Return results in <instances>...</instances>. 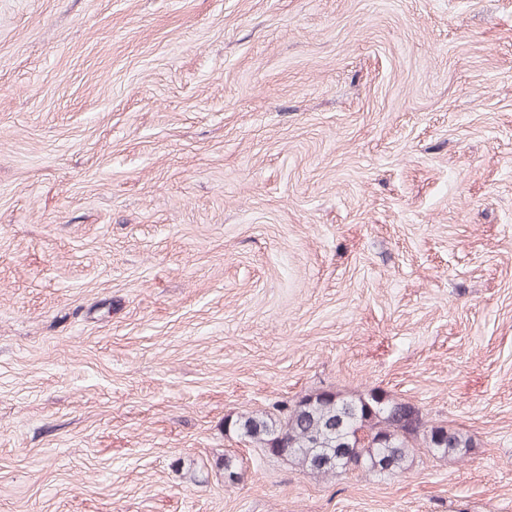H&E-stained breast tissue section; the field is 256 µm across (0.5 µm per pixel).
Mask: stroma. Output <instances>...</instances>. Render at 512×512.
I'll return each mask as SVG.
<instances>
[{"label": "stroma", "instance_id": "35a3bbf8", "mask_svg": "<svg viewBox=\"0 0 512 512\" xmlns=\"http://www.w3.org/2000/svg\"><path fill=\"white\" fill-rule=\"evenodd\" d=\"M327 387L474 446L225 427ZM0 512H512V0H0ZM405 403L371 390L355 398H344L333 390H316L297 400L275 405L274 410L240 413L232 428L258 448H278L303 470L323 478L347 472L344 457L353 470L396 477L407 470L416 448L433 455L464 458L471 439L460 430L432 423L422 417L420 430L410 432L402 413ZM365 428L368 441L355 446L352 429ZM279 454V455H278Z\"/></svg>", "mask_w": 512, "mask_h": 512}]
</instances>
